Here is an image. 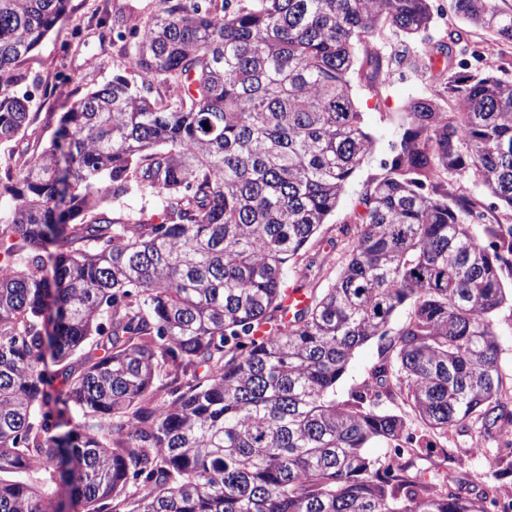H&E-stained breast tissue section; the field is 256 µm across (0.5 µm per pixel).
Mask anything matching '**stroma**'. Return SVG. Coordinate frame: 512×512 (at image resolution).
Returning a JSON list of instances; mask_svg holds the SVG:
<instances>
[{"mask_svg": "<svg viewBox=\"0 0 512 512\" xmlns=\"http://www.w3.org/2000/svg\"><path fill=\"white\" fill-rule=\"evenodd\" d=\"M156 8V0H70L64 20L39 44L25 67L29 73L30 122L13 141L0 145V167L17 166L25 158L48 147L58 118L75 101L98 89L117 74H127V62L135 40L130 33L141 26ZM460 19L442 10L427 39L404 43L393 30L380 32L376 44L381 51L426 53L429 43L448 28L460 26ZM434 85L421 74L406 71L379 92L354 84L353 92L363 115L364 126L374 140V149L354 172L338 206L326 224L310 240V251L325 255L327 264L319 274V287L335 280L347 259L349 241L342 227L353 225L360 213L363 185L384 172L391 159L390 145L395 142L403 121L401 108L413 95L429 94ZM377 342L357 348L344 376L336 385L337 397L344 398L354 388L369 382L370 371L379 361ZM473 431L449 430L439 443L448 449L450 464L460 477L500 473V490L512 491V474L502 475V466L493 449L472 455Z\"/></svg>", "mask_w": 512, "mask_h": 512, "instance_id": "35a3bbf8", "label": "stroma"}]
</instances>
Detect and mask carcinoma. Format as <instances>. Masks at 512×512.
Wrapping results in <instances>:
<instances>
[{
    "label": "carcinoma",
    "mask_w": 512,
    "mask_h": 512,
    "mask_svg": "<svg viewBox=\"0 0 512 512\" xmlns=\"http://www.w3.org/2000/svg\"><path fill=\"white\" fill-rule=\"evenodd\" d=\"M69 2L0 0V144L25 128L22 64ZM449 7L512 43L499 0ZM437 12L157 0L130 67L165 98L115 75L0 170V512H497L500 474L463 496L456 473L416 465L473 427L512 473L493 321L512 224L484 223L512 210V81L472 64L465 29L408 60L438 90L404 103L346 266L282 316L286 265L373 147L352 77L381 89L396 60L371 37H422ZM137 192L161 213L118 207ZM373 340V382L337 399ZM396 388L418 429L376 408ZM403 439L404 462L366 452Z\"/></svg>",
    "instance_id": "obj_1"
}]
</instances>
